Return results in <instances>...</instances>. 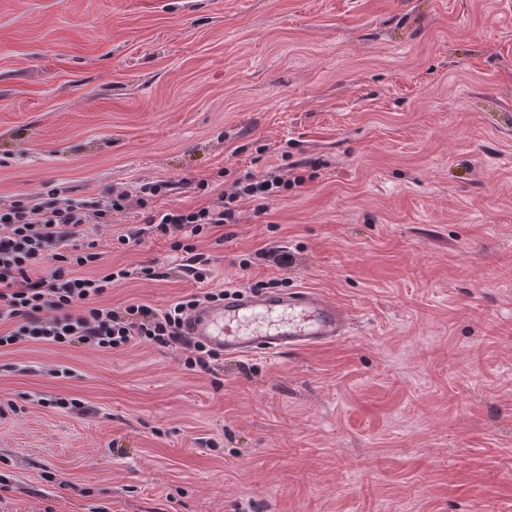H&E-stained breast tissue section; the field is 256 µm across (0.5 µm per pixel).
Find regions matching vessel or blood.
<instances>
[{"instance_id": "b4317fda", "label": "vessel or blood", "mask_w": 512, "mask_h": 512, "mask_svg": "<svg viewBox=\"0 0 512 512\" xmlns=\"http://www.w3.org/2000/svg\"><path fill=\"white\" fill-rule=\"evenodd\" d=\"M349 318L319 291H264L207 304L189 313L190 338L231 357L280 354L346 336Z\"/></svg>"}]
</instances>
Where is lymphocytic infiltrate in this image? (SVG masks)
I'll return each mask as SVG.
<instances>
[{
    "instance_id": "f902f5d3",
    "label": "lymphocytic infiltrate",
    "mask_w": 512,
    "mask_h": 512,
    "mask_svg": "<svg viewBox=\"0 0 512 512\" xmlns=\"http://www.w3.org/2000/svg\"><path fill=\"white\" fill-rule=\"evenodd\" d=\"M288 181L273 172L248 173L234 180L230 193L195 209L159 211L144 226L120 235L122 245L141 243L147 233L173 240L182 254L183 273L204 281L207 271L193 241L204 228L237 223L238 204L278 195ZM124 192L73 198L54 187L0 204V348L23 343L89 347L109 352L150 343L181 349L188 369L214 372L219 355L184 334L187 313L204 302L223 300V293L191 295L164 309L145 304L116 308L107 297L114 282L138 276L158 279L159 270L102 269L105 252L88 234L92 224H108L130 206ZM87 267L100 275L87 277Z\"/></svg>"
}]
</instances>
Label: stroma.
Here are the masks:
<instances>
[{
	"label": "stroma",
	"instance_id": "stroma-1",
	"mask_svg": "<svg viewBox=\"0 0 512 512\" xmlns=\"http://www.w3.org/2000/svg\"><path fill=\"white\" fill-rule=\"evenodd\" d=\"M271 170L204 282L116 242ZM52 187L131 195L89 234L167 275L112 306L274 280L351 333L212 374L13 346L0 512H512V0H0V202Z\"/></svg>",
	"mask_w": 512,
	"mask_h": 512
}]
</instances>
